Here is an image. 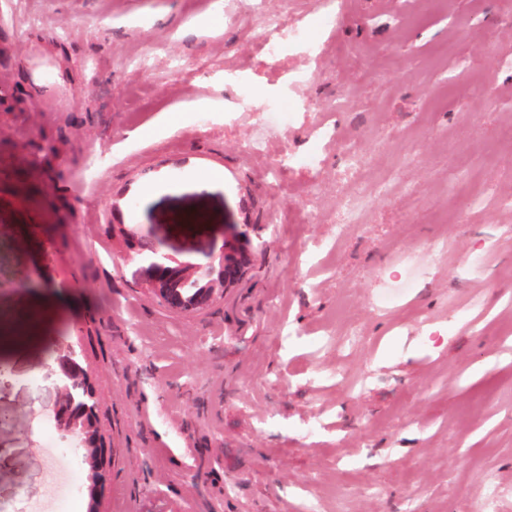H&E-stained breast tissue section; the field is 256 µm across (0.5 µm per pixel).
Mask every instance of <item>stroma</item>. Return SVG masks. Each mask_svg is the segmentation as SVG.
I'll use <instances>...</instances> for the list:
<instances>
[{"label":"stroma","mask_w":512,"mask_h":512,"mask_svg":"<svg viewBox=\"0 0 512 512\" xmlns=\"http://www.w3.org/2000/svg\"><path fill=\"white\" fill-rule=\"evenodd\" d=\"M263 5L311 44L266 58L253 0H0V277L30 283L0 291V512H482L490 486L512 512V0ZM116 224L194 262L248 224L265 245L182 314ZM54 343L99 396L93 504L42 433Z\"/></svg>","instance_id":"obj_1"}]
</instances>
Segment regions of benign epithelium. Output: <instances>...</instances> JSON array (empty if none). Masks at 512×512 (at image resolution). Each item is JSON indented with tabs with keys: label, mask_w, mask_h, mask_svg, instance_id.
<instances>
[{
	"label": "benign epithelium",
	"mask_w": 512,
	"mask_h": 512,
	"mask_svg": "<svg viewBox=\"0 0 512 512\" xmlns=\"http://www.w3.org/2000/svg\"><path fill=\"white\" fill-rule=\"evenodd\" d=\"M112 234L121 239L126 254L145 263L142 287L167 308L186 314L211 305L217 295L243 279L252 252L260 246L244 230L200 263L172 254L164 238L152 228L114 224ZM53 362L58 383L52 422L63 441L79 452L93 490L104 477L106 466L99 433V397L83 366L81 352L74 346L59 348Z\"/></svg>",
	"instance_id": "1"
}]
</instances>
